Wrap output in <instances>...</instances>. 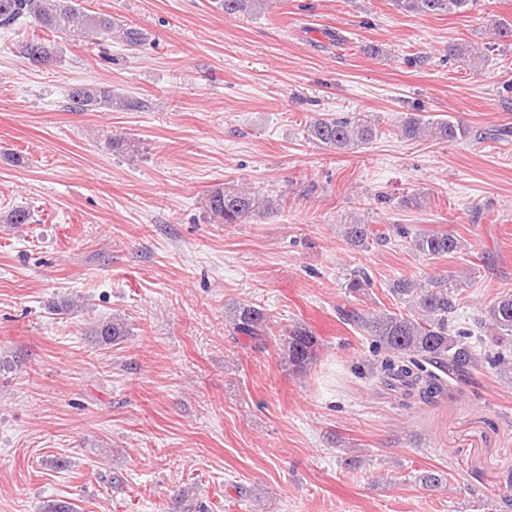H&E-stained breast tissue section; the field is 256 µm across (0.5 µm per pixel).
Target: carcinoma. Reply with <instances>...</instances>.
Instances as JSON below:
<instances>
[{"label": "carcinoma", "instance_id": "obj_1", "mask_svg": "<svg viewBox=\"0 0 512 512\" xmlns=\"http://www.w3.org/2000/svg\"><path fill=\"white\" fill-rule=\"evenodd\" d=\"M268 0H223L224 13L255 11ZM401 12L419 16L457 14L471 9L477 0H392ZM29 19L38 27L56 36H84L97 44L112 39L113 31L129 45H139L142 33L133 27L116 28L112 16L90 13L80 0H0V29H10L20 20ZM489 36L495 40H512V23L494 17L489 19ZM58 47L40 38L20 43L19 54L34 64H49L57 60ZM448 57L464 61L482 59L478 49L458 44L448 45ZM72 107L82 111H122L140 107V102L109 86H80L70 93ZM307 140L328 151L349 152L376 138L379 129L368 117H337L321 114L305 127ZM406 140L431 138L453 143L468 138L470 129L458 121L431 119L420 114H407L398 127ZM204 207L216 224H244L284 208V196L260 193L254 189L230 183H218L206 191ZM398 237L425 256L440 257L461 252L465 245L454 233L419 232L407 227L395 228ZM343 236L354 246L383 245L390 236L387 228L378 224H345ZM372 286L369 276L355 270L346 278L345 288L360 292ZM390 293L403 309L364 313L357 309L341 311L343 319L361 329L370 339L380 360L381 378L418 390L420 397L430 398L440 390V374L450 378H468L479 363L490 369L512 370V294L506 293L485 309L484 316L468 328L457 326L459 307L458 284L449 278L426 277L414 280L400 277L392 282ZM228 323L236 335L259 340L268 326L265 310L254 303H242L230 308ZM493 332L492 349L484 347L482 333ZM100 342L111 344L127 335L119 319L92 327ZM318 338L303 324L286 330L281 339L283 362L295 373H303L313 362ZM415 482L426 490H435L446 482L443 473L423 470Z\"/></svg>", "mask_w": 512, "mask_h": 512}]
</instances>
